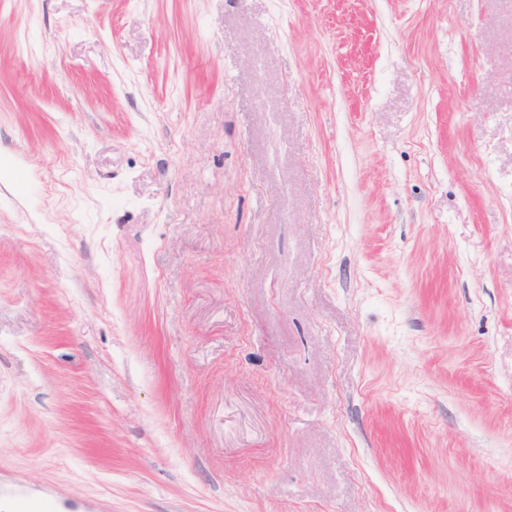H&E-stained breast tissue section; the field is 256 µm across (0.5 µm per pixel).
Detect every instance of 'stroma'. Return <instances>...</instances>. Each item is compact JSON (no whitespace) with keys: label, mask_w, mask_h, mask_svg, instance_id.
Instances as JSON below:
<instances>
[{"label":"stroma","mask_w":512,"mask_h":512,"mask_svg":"<svg viewBox=\"0 0 512 512\" xmlns=\"http://www.w3.org/2000/svg\"><path fill=\"white\" fill-rule=\"evenodd\" d=\"M0 512H512V0H0Z\"/></svg>","instance_id":"obj_1"}]
</instances>
